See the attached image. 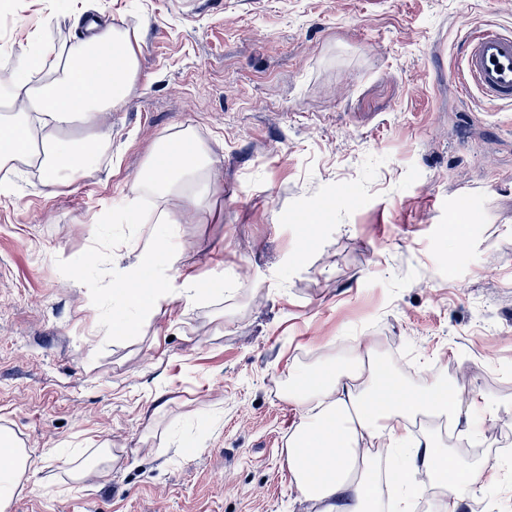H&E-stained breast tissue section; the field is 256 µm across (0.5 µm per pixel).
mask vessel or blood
<instances>
[{
  "label": "vessel or blood",
  "instance_id": "1",
  "mask_svg": "<svg viewBox=\"0 0 512 512\" xmlns=\"http://www.w3.org/2000/svg\"><path fill=\"white\" fill-rule=\"evenodd\" d=\"M460 84L498 105L512 104V31L472 29L461 46Z\"/></svg>",
  "mask_w": 512,
  "mask_h": 512
}]
</instances>
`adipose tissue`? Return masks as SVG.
<instances>
[{"mask_svg":"<svg viewBox=\"0 0 512 512\" xmlns=\"http://www.w3.org/2000/svg\"><path fill=\"white\" fill-rule=\"evenodd\" d=\"M37 52H22L15 66L0 75V171L24 165L38 170L45 187L71 183L107 151L110 141L100 118L134 91L138 78L136 29L110 26L91 38H74L47 47L34 35ZM153 199V226L145 233L136 261L126 269V288L115 294L110 330L123 336L137 309L151 316L180 301L203 302L209 290H223L224 272L212 269L209 288L194 277L179 276L180 253L170 231L180 209L208 214L216 192L217 167L208 145L185 128L165 136L137 178ZM288 397L302 411L288 438L284 466L290 486L314 512H381L382 485L398 488L393 512H403L423 490L416 480L427 475L442 493L432 512H458L463 491H475L489 478L485 465L449 457L438 428L470 433L488 406L455 382L436 379L428 389L412 388L389 374L372 347H355L346 365L326 360L290 375ZM9 441L11 462L0 467V512L31 477L53 485L107 478L122 458L106 447L85 448L64 458L62 466L34 460L18 440ZM401 458L398 466L379 468L377 449Z\"/></svg>","mask_w":512,"mask_h":512,"instance_id":"1","label":"adipose tissue"}]
</instances>
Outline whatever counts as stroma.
Wrapping results in <instances>:
<instances>
[{
	"label": "stroma",
	"instance_id": "obj_1",
	"mask_svg": "<svg viewBox=\"0 0 512 512\" xmlns=\"http://www.w3.org/2000/svg\"><path fill=\"white\" fill-rule=\"evenodd\" d=\"M138 28L135 92L101 123L112 157L0 193V428L35 457L127 450L103 481L30 486L10 512H305L283 452L293 368L357 343L409 384L439 375L500 406L478 449L512 512V106L462 96L463 35L512 29V0H83ZM69 0H12L0 72ZM216 155L223 220L178 214L182 274L224 292L104 335L143 229L123 205L159 140ZM301 258H294L295 247ZM169 403L147 410L157 386Z\"/></svg>",
	"mask_w": 512,
	"mask_h": 512
}]
</instances>
